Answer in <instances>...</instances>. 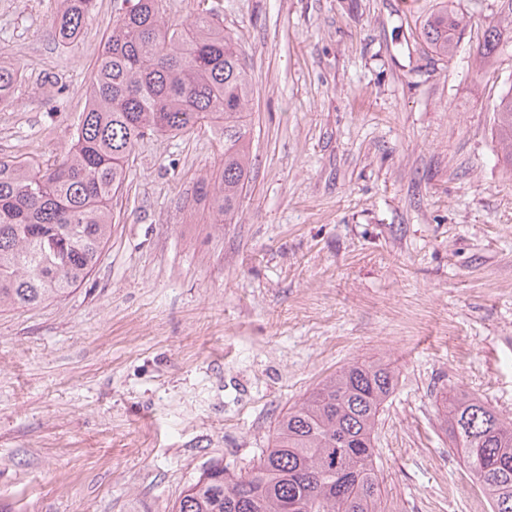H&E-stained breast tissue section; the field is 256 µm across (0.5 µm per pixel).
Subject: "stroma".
Masks as SVG:
<instances>
[{"mask_svg": "<svg viewBox=\"0 0 512 512\" xmlns=\"http://www.w3.org/2000/svg\"><path fill=\"white\" fill-rule=\"evenodd\" d=\"M121 0L59 44L56 0H0L23 77L0 157L60 159ZM213 11L245 51L252 171L220 224L204 126L139 145L112 236L65 297L0 312V512H167L212 464L248 471L281 415L356 361L397 374L375 468L389 512H469L440 426L460 388L512 418V176L494 107L512 50L478 62L500 0H163ZM439 4L440 8L424 20L421 35L431 51L448 56L454 51L463 27L458 16L448 10L447 1Z\"/></svg>", "mask_w": 512, "mask_h": 512, "instance_id": "1", "label": "stroma"}]
</instances>
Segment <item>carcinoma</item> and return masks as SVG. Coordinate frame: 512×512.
Listing matches in <instances>:
<instances>
[{
    "label": "carcinoma",
    "mask_w": 512,
    "mask_h": 512,
    "mask_svg": "<svg viewBox=\"0 0 512 512\" xmlns=\"http://www.w3.org/2000/svg\"><path fill=\"white\" fill-rule=\"evenodd\" d=\"M95 0H58L61 42L80 35ZM87 86L73 142L53 165L0 158V311L35 307L79 287L112 233V200L136 146L214 125L224 135V167L202 180L200 197L224 221L237 212L250 174L246 107L251 83L241 45L212 13L191 22L165 16L162 0H123ZM485 25L480 62L512 46V0ZM443 0L421 35L450 55L462 35ZM22 71L0 53V102ZM497 136L512 168V87L495 108ZM396 373L380 362L344 366L279 419L271 448L246 474L207 469L172 512H381L374 467L377 424ZM450 448L473 475L490 512H512V420L454 389L442 399Z\"/></svg>",
    "instance_id": "1"
}]
</instances>
